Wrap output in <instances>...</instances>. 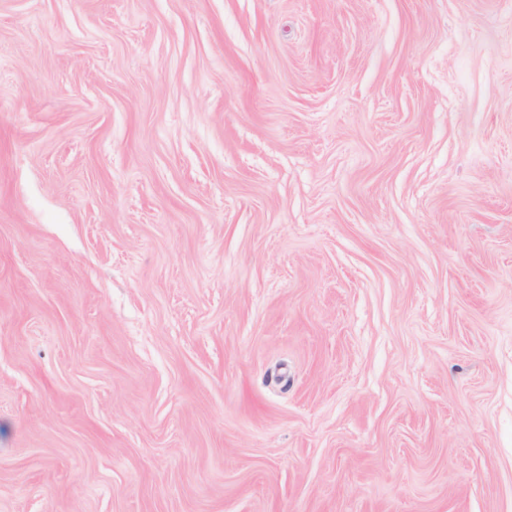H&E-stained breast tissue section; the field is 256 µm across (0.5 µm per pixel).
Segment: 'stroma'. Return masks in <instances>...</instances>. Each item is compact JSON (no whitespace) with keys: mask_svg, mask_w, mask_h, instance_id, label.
<instances>
[{"mask_svg":"<svg viewBox=\"0 0 512 512\" xmlns=\"http://www.w3.org/2000/svg\"><path fill=\"white\" fill-rule=\"evenodd\" d=\"M0 512H512V0H0Z\"/></svg>","mask_w":512,"mask_h":512,"instance_id":"35a3bbf8","label":"stroma"}]
</instances>
